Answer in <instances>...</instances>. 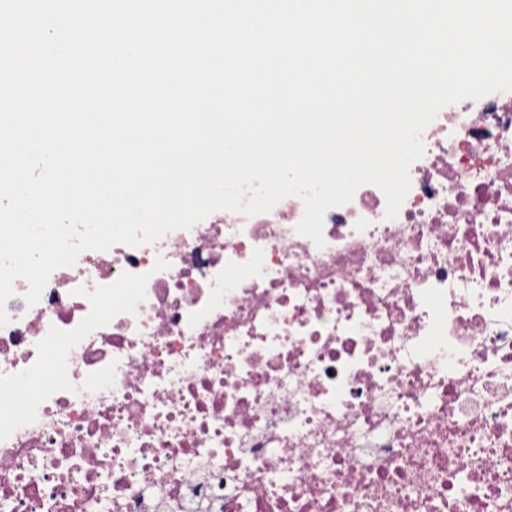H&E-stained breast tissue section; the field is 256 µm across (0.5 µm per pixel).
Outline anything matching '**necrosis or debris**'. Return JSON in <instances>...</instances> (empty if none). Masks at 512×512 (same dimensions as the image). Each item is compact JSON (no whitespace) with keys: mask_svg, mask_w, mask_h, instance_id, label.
I'll return each mask as SVG.
<instances>
[{"mask_svg":"<svg viewBox=\"0 0 512 512\" xmlns=\"http://www.w3.org/2000/svg\"><path fill=\"white\" fill-rule=\"evenodd\" d=\"M372 184L82 252L0 327V512H512V92Z\"/></svg>","mask_w":512,"mask_h":512,"instance_id":"obj_1","label":"necrosis or debris"}]
</instances>
